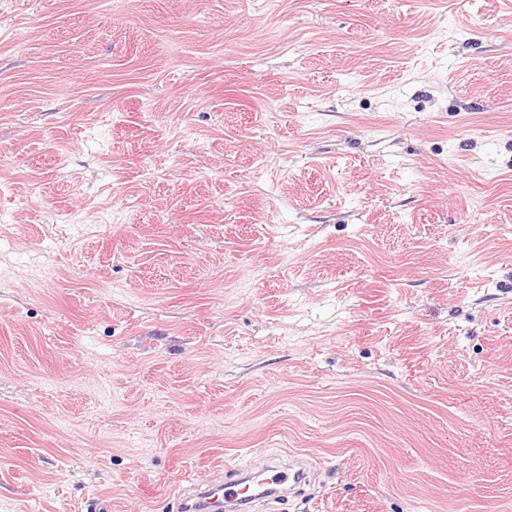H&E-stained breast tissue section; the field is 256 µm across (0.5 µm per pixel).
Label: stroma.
<instances>
[{"mask_svg":"<svg viewBox=\"0 0 512 512\" xmlns=\"http://www.w3.org/2000/svg\"><path fill=\"white\" fill-rule=\"evenodd\" d=\"M512 512V0H0V512ZM312 463L300 456H293L288 459V463H283L277 459H271L263 468V475L259 476L256 472L243 470L236 466H227L224 468L226 481L224 487H221V496L217 495L218 500L227 505H231L232 509H243L249 504L252 496L241 497L244 493L243 489L238 488L242 483L241 474L246 472L257 478V485L264 488L258 494L264 497L276 496L282 491L285 485L296 486L300 484L306 477L307 469Z\"/></svg>","mask_w":512,"mask_h":512,"instance_id":"obj_1","label":"stroma"}]
</instances>
